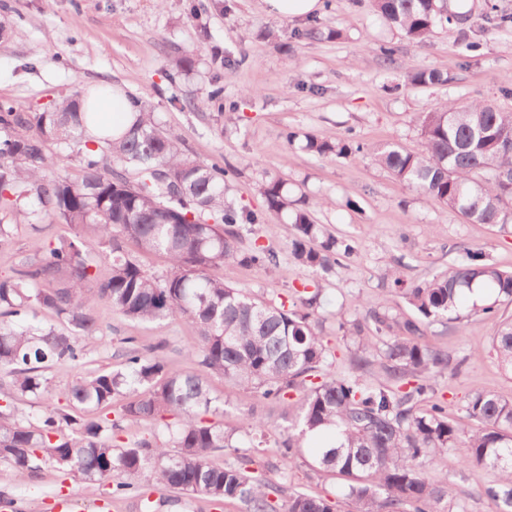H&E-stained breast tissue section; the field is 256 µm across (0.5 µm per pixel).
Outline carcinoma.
Masks as SVG:
<instances>
[{"label": "carcinoma", "instance_id": "obj_1", "mask_svg": "<svg viewBox=\"0 0 512 512\" xmlns=\"http://www.w3.org/2000/svg\"><path fill=\"white\" fill-rule=\"evenodd\" d=\"M381 21L411 41L425 42L433 28L459 14L448 0H374ZM406 83L427 87L448 82L437 69L408 67ZM76 91L43 112L18 103L0 104V210L36 225L52 216L70 226L73 238L36 260H22L14 275L0 279V371L11 377V391L0 405V463L35 474L49 464L85 480L108 481L116 497L137 492L144 480L177 494L201 497L213 505L238 501L245 512H276L271 495L288 494L285 512H337L336 501L298 489L265 483L247 470L280 428L269 415L242 418L245 438L224 431V401L212 394L207 375L218 374L256 393L288 422L274 440L288 474L301 456L303 440L328 432L333 443L314 455L316 473L344 480L342 495L356 512H452L448 483L424 468L450 448L459 462L497 473L486 495L495 512H512V397L474 390L467 401L468 427L448 418L445 407L429 402L431 379L451 364L448 353L424 341L434 323L461 326L470 317L491 325V350L512 375V318L498 313V302H512V272L485 254L457 245L461 258L424 284L393 280L391 292L403 298L414 316L393 323L369 313L375 334L351 323L357 343L348 373L329 362L313 319L320 290H296L275 305L210 277L208 270L238 262L270 274L279 255L261 243L241 251L242 225L266 223L291 214L295 229L289 252L294 262L331 271L339 257L355 251L347 237L324 236L303 208L293 207L284 181L261 188V213L238 208L227 198L228 171L202 163L183 149L180 138L152 112L141 111L129 128L104 138L90 135ZM422 148L398 145L364 148L350 140L305 136V149L319 156L351 157L368 150L407 189L436 199L471 224L512 223V112L487 100L444 104L419 115ZM55 145L56 155L46 146ZM77 162L80 178L52 171L54 157ZM112 243L111 276L96 282L88 257L95 245ZM320 241L317 247L311 246ZM130 241L142 252L166 256L162 276L144 271L124 249ZM488 302L462 310L473 285ZM106 301L135 322L167 318L189 321L196 329L187 356L198 369H173L155 346H131L121 367L78 377L67 404L47 397V370L54 361H78L80 340L98 336L94 306ZM50 310L60 327L42 329L23 322ZM396 386H373L365 379L372 359ZM132 391L136 396L113 419L89 418L88 408L105 409ZM299 396L295 414L288 399ZM43 400L37 422L15 406L24 397ZM155 422L149 436L115 448L114 433L125 424ZM232 451L237 461L216 460Z\"/></svg>", "mask_w": 512, "mask_h": 512}]
</instances>
